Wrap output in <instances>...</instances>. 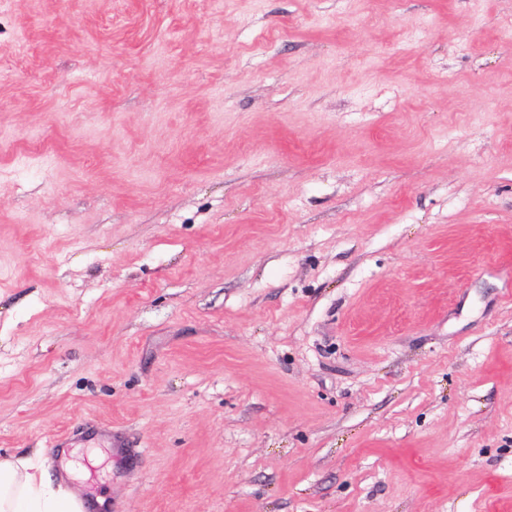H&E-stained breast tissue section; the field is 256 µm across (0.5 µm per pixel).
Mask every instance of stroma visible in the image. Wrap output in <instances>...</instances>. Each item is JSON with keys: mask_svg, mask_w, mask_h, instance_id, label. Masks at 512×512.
<instances>
[{"mask_svg": "<svg viewBox=\"0 0 512 512\" xmlns=\"http://www.w3.org/2000/svg\"><path fill=\"white\" fill-rule=\"evenodd\" d=\"M0 455L512 512V0H9Z\"/></svg>", "mask_w": 512, "mask_h": 512, "instance_id": "stroma-1", "label": "stroma"}]
</instances>
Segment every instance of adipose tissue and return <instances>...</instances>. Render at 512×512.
<instances>
[{"label": "adipose tissue", "instance_id": "ef3b65f1", "mask_svg": "<svg viewBox=\"0 0 512 512\" xmlns=\"http://www.w3.org/2000/svg\"><path fill=\"white\" fill-rule=\"evenodd\" d=\"M88 503L28 459L0 457V512H87Z\"/></svg>", "mask_w": 512, "mask_h": 512}]
</instances>
